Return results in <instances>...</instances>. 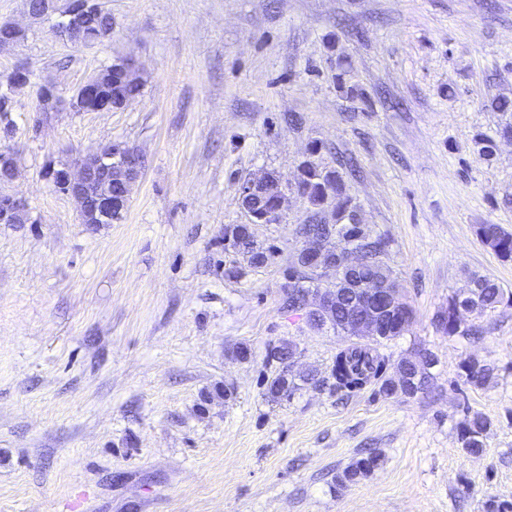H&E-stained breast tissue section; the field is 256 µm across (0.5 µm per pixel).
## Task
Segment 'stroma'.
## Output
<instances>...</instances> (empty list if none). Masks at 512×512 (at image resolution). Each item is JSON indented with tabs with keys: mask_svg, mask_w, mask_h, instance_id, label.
Returning <instances> with one entry per match:
<instances>
[{
	"mask_svg": "<svg viewBox=\"0 0 512 512\" xmlns=\"http://www.w3.org/2000/svg\"><path fill=\"white\" fill-rule=\"evenodd\" d=\"M0 0L23 40L0 49V79L27 64L15 128L1 143L31 221L0 224V512H486L512 504V309L469 341L434 315L476 272L512 291V260L476 234L512 231V139L492 161L495 95L512 97V0H100L112 37L63 40ZM130 59L144 86L114 112L52 113L33 124L38 89L62 99ZM347 74L336 78V62ZM144 157L120 222L84 224L43 177L106 142ZM320 154H311L312 144ZM355 157L347 192L415 319L379 351L389 364L428 349L432 382L416 396L378 384L333 391L330 369L353 337L289 310L288 268L307 203L254 228L274 256L261 267L224 247L248 218L247 178L291 182L307 159ZM292 343L290 366L269 351ZM247 346V360L235 358ZM493 369L476 386L460 366ZM313 374L270 400L282 371ZM482 414L483 452L461 424ZM377 466L341 487L363 456Z\"/></svg>",
	"mask_w": 512,
	"mask_h": 512,
	"instance_id": "obj_1",
	"label": "stroma"
}]
</instances>
